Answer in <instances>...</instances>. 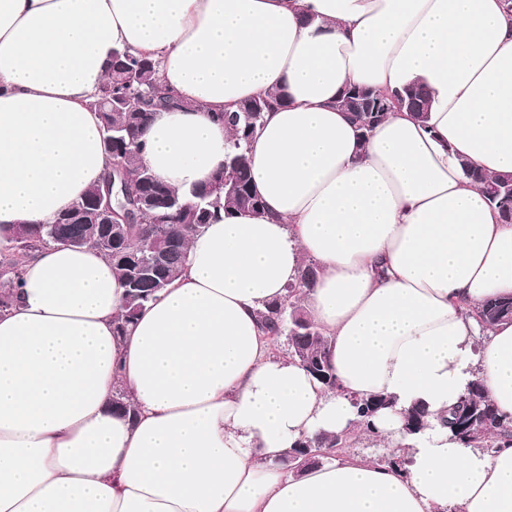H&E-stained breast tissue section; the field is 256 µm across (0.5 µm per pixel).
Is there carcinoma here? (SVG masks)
Instances as JSON below:
<instances>
[{"label": "carcinoma", "instance_id": "obj_1", "mask_svg": "<svg viewBox=\"0 0 512 512\" xmlns=\"http://www.w3.org/2000/svg\"><path fill=\"white\" fill-rule=\"evenodd\" d=\"M112 96L122 101L110 109L99 106V94L89 100V106L99 113L102 136H112V158L120 161L122 173L116 179L130 183L131 191L123 199V214L129 223L121 225V233L107 240L101 224H51L19 227L13 233L12 248L0 253V310L10 306L19 286L24 264L34 251L49 242L71 246H92L111 262L112 270L127 288V301L122 313L113 321L116 333L121 334L144 307L167 288L181 273L187 260L189 240L222 216L238 211H258L261 200L253 192L248 145L263 123L265 113L285 103L279 95H266L245 101L233 109L220 112L217 118L233 129L226 156L233 159L231 177L239 190L224 194L217 191L216 180L224 175L219 169L212 181L188 190H175L160 181L151 169L144 166L140 154L142 137L159 107L174 103L160 88L159 62L146 54L133 55L125 50L112 54L109 81ZM402 107L421 117L428 110V93L419 85H412L400 95ZM336 105L344 112L356 113L367 133L382 116L393 108V97L370 89L349 85L339 94ZM466 176L480 185L492 208L500 217L512 220V176L486 174L468 162H463ZM501 190L509 196H497ZM158 247L165 254V262L158 269L148 267L150 248ZM317 265L305 260L296 283L288 287L284 298L267 305L260 313L265 333L286 336L288 356L297 359L322 385L336 388V375L328 359L327 340L320 328L307 315L299 302V295L316 280ZM479 323L488 328L512 320V298L491 296L476 310ZM392 400L378 395L357 399L361 421L369 423L376 411ZM112 409L135 418L136 409L123 391L115 392ZM406 434L417 435L426 427L425 409L414 405L404 410ZM449 428L465 443L483 448L493 447L509 437L506 421L488 399L483 384L476 380L462 395L451 412ZM350 441L342 436H314L301 440L295 448H340Z\"/></svg>", "mask_w": 512, "mask_h": 512}]
</instances>
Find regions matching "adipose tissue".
<instances>
[{"label": "adipose tissue", "instance_id": "adipose-tissue-1", "mask_svg": "<svg viewBox=\"0 0 512 512\" xmlns=\"http://www.w3.org/2000/svg\"><path fill=\"white\" fill-rule=\"evenodd\" d=\"M161 62L176 104L141 158L184 189L224 162L230 104L279 93L250 145L260 212L208 224L186 266L124 334L126 290L90 247L56 243L0 312V512H512V444L446 424L468 386L512 420V223L461 160L512 175V12L504 0H0V251L49 224L109 160L90 96L112 53ZM356 84L423 86L362 134L335 106ZM336 390L273 357L259 313L298 280ZM124 389L136 418L114 413ZM392 407L362 424L352 398ZM421 404L427 427L402 430ZM372 437L405 464L345 454L301 475L281 461L315 435ZM398 97L402 100V107L418 117L422 118L428 110V93L422 86L414 84L406 88L404 94L398 95ZM482 328L494 326L503 321L512 320V298L491 296L476 310Z\"/></svg>", "mask_w": 512, "mask_h": 512}]
</instances>
